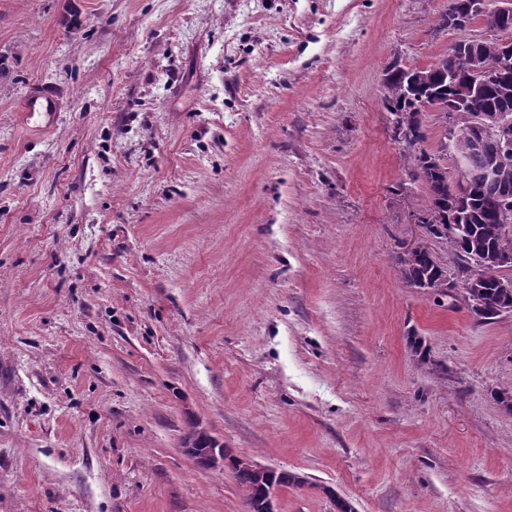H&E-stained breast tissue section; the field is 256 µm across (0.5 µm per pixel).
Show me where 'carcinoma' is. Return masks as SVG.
I'll return each mask as SVG.
<instances>
[{
	"instance_id": "obj_1",
	"label": "carcinoma",
	"mask_w": 512,
	"mask_h": 512,
	"mask_svg": "<svg viewBox=\"0 0 512 512\" xmlns=\"http://www.w3.org/2000/svg\"><path fill=\"white\" fill-rule=\"evenodd\" d=\"M489 0H449V8L438 17L437 27L447 30L457 22L480 16L490 23L494 20ZM506 45L501 37L482 41L472 50H450L431 65L418 69L394 64L384 72L383 102L394 116V131L407 140L405 159L410 178L422 181L430 194V205L439 209L445 221L425 225L426 235L413 248L397 257V266L404 282L421 290L430 289L439 296L448 292V265L441 262L429 245L440 239L448 245L457 259L455 274L460 283L480 281L476 292L483 293L482 309L473 316L482 323H493L502 315L504 305L512 307V288L497 287L506 278L495 262L496 255L512 252V223L503 224L493 208L495 198L512 194V163L500 166L494 178L487 177L485 161L497 156L503 143L488 136L476 144L466 125H459L454 134L455 150L472 156L464 178V188L448 196V143L434 150L421 147L425 141L418 115L422 110L438 113L448 123V104L455 100L454 81H472L480 67H491L505 56ZM468 113L507 111L512 113V69L505 74L482 81L475 94L464 103ZM456 207V229L448 228V206ZM185 448H220L222 444L198 422H190L184 435ZM234 468L236 479L246 496L248 512H269L270 492L279 486L298 485L302 478L287 472L254 465L245 467L238 458L225 454Z\"/></svg>"
}]
</instances>
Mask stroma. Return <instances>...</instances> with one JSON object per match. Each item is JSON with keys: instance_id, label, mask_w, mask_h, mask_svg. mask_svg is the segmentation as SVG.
Wrapping results in <instances>:
<instances>
[{"instance_id": "obj_1", "label": "stroma", "mask_w": 512, "mask_h": 512, "mask_svg": "<svg viewBox=\"0 0 512 512\" xmlns=\"http://www.w3.org/2000/svg\"><path fill=\"white\" fill-rule=\"evenodd\" d=\"M447 6L0 0V512H247L192 420L303 477L277 512H512V314L396 264L429 190L382 78ZM58 103V92L52 87H40L33 91L27 109L31 115L45 114L49 118L55 115Z\"/></svg>"}]
</instances>
